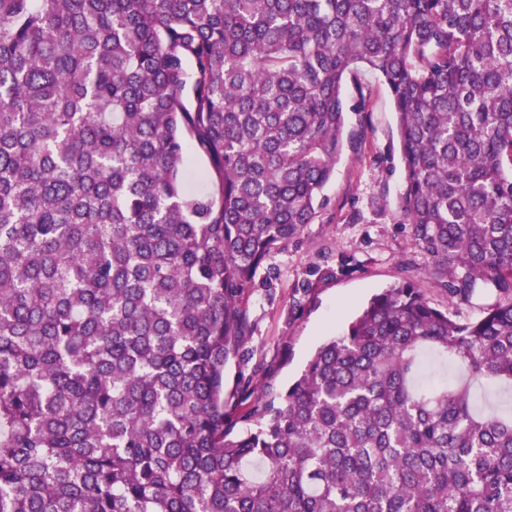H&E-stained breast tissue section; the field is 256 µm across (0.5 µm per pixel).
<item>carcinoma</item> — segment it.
I'll return each mask as SVG.
<instances>
[{"label":"carcinoma","instance_id":"obj_1","mask_svg":"<svg viewBox=\"0 0 512 512\" xmlns=\"http://www.w3.org/2000/svg\"><path fill=\"white\" fill-rule=\"evenodd\" d=\"M363 68L402 221L497 299L374 294L231 438L241 299L327 205ZM472 380L512 386V0H0V512H512Z\"/></svg>","mask_w":512,"mask_h":512}]
</instances>
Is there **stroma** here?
I'll list each match as a JSON object with an SVG mask.
<instances>
[{
  "instance_id": "obj_1",
  "label": "stroma",
  "mask_w": 512,
  "mask_h": 512,
  "mask_svg": "<svg viewBox=\"0 0 512 512\" xmlns=\"http://www.w3.org/2000/svg\"><path fill=\"white\" fill-rule=\"evenodd\" d=\"M361 79L372 88L370 108L346 117L327 208L266 259L242 299L247 336L224 371L232 433L244 428V382L264 401H279L316 347L340 335L372 294L410 281L461 322L496 299L486 289L467 302L450 300V277L432 266L413 226L398 219L403 180L392 100L372 73L362 71Z\"/></svg>"
}]
</instances>
